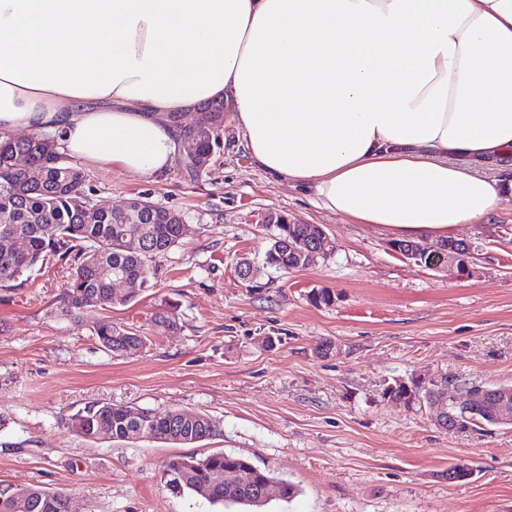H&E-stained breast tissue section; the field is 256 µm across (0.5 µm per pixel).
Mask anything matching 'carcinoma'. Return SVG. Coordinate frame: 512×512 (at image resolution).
<instances>
[{"label": "carcinoma", "instance_id": "carcinoma-1", "mask_svg": "<svg viewBox=\"0 0 512 512\" xmlns=\"http://www.w3.org/2000/svg\"><path fill=\"white\" fill-rule=\"evenodd\" d=\"M224 119V104L208 103L200 108V123ZM25 154L31 163L43 172L39 182L28 180L25 170L12 162L15 154ZM89 202L85 178L67 155L54 151L33 135L25 138L0 136V233L10 228L25 234L27 248L22 253L0 250V283L14 280L24 272L44 261L54 258L67 266L63 315L80 322L81 314L88 308H112L111 288L115 273H127L137 280V288L122 301L128 304L139 292L152 287L156 278L157 260L164 257L180 243L178 219L166 209L152 214L142 224H120L112 210L91 213L85 210ZM272 243L265 255L266 266L277 272L305 269L314 260L308 250L317 248L321 240V226L317 224H270ZM437 244L456 256L458 267L470 262L471 248L459 239H441L435 243L427 240H396L392 246L414 252L413 260L428 264L427 249ZM93 335L100 347L115 356H127L146 347V337L127 327L102 319L92 326ZM393 381L383 392L391 401L413 406H427L441 397L447 399V413L451 421L461 420L469 428L483 424L497 425L496 408L502 398L512 397V384L497 386L479 385L477 398L469 403L455 401L448 388L455 392L471 385L462 379L444 380L441 386L429 385L416 389ZM153 424L152 437L165 443L193 445L214 437L221 432L219 422L206 414L184 423L182 410L165 412V424H154L156 412L149 408H135L108 402H96L72 417L77 433L91 437L107 438L113 442H128L142 437L129 417ZM166 468L186 472L185 480L168 490L181 495L195 493L212 504L246 506L260 509L268 503L261 488L266 484L277 485L280 499L288 501L298 493L297 486L278 479L270 472L253 466L247 459L223 451L205 456L179 455L172 458ZM254 474L250 488L236 482L240 471ZM47 489H35L33 512H67V493L56 492L46 497Z\"/></svg>", "mask_w": 512, "mask_h": 512}]
</instances>
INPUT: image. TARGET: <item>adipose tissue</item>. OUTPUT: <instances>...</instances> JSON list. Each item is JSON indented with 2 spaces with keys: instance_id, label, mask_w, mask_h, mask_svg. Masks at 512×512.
<instances>
[{
  "instance_id": "obj_1",
  "label": "adipose tissue",
  "mask_w": 512,
  "mask_h": 512,
  "mask_svg": "<svg viewBox=\"0 0 512 512\" xmlns=\"http://www.w3.org/2000/svg\"><path fill=\"white\" fill-rule=\"evenodd\" d=\"M223 102L261 168L401 239L492 216L512 173V0H0V131L144 177Z\"/></svg>"
}]
</instances>
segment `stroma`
Returning a JSON list of instances; mask_svg holds the SVG:
<instances>
[{
    "label": "stroma",
    "mask_w": 512,
    "mask_h": 512,
    "mask_svg": "<svg viewBox=\"0 0 512 512\" xmlns=\"http://www.w3.org/2000/svg\"><path fill=\"white\" fill-rule=\"evenodd\" d=\"M94 204L142 198L182 214L194 232L160 261L135 301L59 313L60 262L0 283V491L66 492L75 512H228L162 475L178 455L224 451L298 485L263 512H512V426L448 433L429 410L384 398L387 383L457 376L512 384V199L455 236L478 249L469 277L393 251L390 232L352 224L311 190L278 182L242 148L232 121L208 169L180 164L153 178L82 164ZM322 225L335 250L309 268L263 267L262 217ZM260 264L254 281L242 260ZM327 289L333 304L308 294ZM170 311L171 332L154 321ZM109 319L147 336L113 356L91 333ZM274 336L273 348L260 344ZM329 354H319L322 342ZM96 401L209 414L220 435L192 446L139 438L90 440L71 417ZM472 474L449 481L448 469Z\"/></svg>",
    "instance_id": "1"
}]
</instances>
